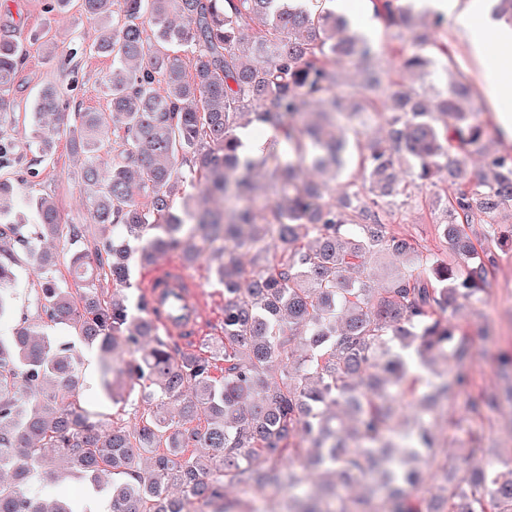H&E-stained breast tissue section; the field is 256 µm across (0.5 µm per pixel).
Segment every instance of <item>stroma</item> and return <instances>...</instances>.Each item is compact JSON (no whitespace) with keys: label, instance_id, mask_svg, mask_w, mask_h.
Returning <instances> with one entry per match:
<instances>
[{"label":"stroma","instance_id":"35a3bbf8","mask_svg":"<svg viewBox=\"0 0 512 512\" xmlns=\"http://www.w3.org/2000/svg\"><path fill=\"white\" fill-rule=\"evenodd\" d=\"M370 26L371 36L383 47L384 60L392 69L393 80L405 88L422 91L421 80L410 79L397 68V54L411 52L414 48L410 33L395 28L384 30L375 19L371 20ZM452 27V20L444 19L441 35L448 42L454 65L475 86L474 102L482 109L480 118L493 132L490 149L495 153H512V142L497 132V109L479 89L478 73L469 62L466 46L454 36ZM3 35L28 40L27 61L19 70L9 95L14 112L29 111L36 95L49 86L62 91L70 110L106 111L102 78L112 60L94 52L93 45L100 35V28L85 15L82 0H72L64 11L55 8L54 0H0V36ZM30 139V124L17 120L0 124V141L11 147L19 161L18 171L30 182L29 187L18 189L16 208H24L29 193L33 192L52 197L63 221L92 223L93 217L79 183L80 163L71 155L66 139L57 141L52 159L40 162L29 150ZM432 193V187L427 184L409 186L408 196L403 205L395 208L389 228L395 233L414 237L420 244L443 255L449 253L450 246L437 234V224L443 215L431 210L429 199ZM493 222L499 243L495 263L489 269L488 291L482 300L469 304L451 317L470 339V391L449 399L437 431L452 464L458 460L461 441L470 434L479 435L486 453L472 459L471 464L484 468L498 456L512 452V404H503L495 413L483 416L476 415L468 407L470 394L482 390L504 391L512 387L511 379L498 374L496 360L491 356L495 350L512 351V209L502 210ZM166 260L181 267L189 279L204 287L210 314L200 332L187 337L184 344L186 351H204L208 343L223 334L224 289L210 276L205 260L187 266L175 253L168 254ZM77 352L82 366L78 391L80 406L106 425L118 418L130 421V414L122 412L120 406L103 395L97 351L81 346Z\"/></svg>","mask_w":512,"mask_h":512}]
</instances>
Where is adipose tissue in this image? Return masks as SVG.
Masks as SVG:
<instances>
[{
    "instance_id": "adipose-tissue-1",
    "label": "adipose tissue",
    "mask_w": 512,
    "mask_h": 512,
    "mask_svg": "<svg viewBox=\"0 0 512 512\" xmlns=\"http://www.w3.org/2000/svg\"><path fill=\"white\" fill-rule=\"evenodd\" d=\"M426 9L447 13L456 17L461 38L470 46L480 67V77L485 92L500 112L498 122L501 134L512 141V60L489 58L490 43L512 45V27L492 26L480 0H469L460 5L459 0H424Z\"/></svg>"
}]
</instances>
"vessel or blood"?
Segmentation results:
<instances>
[{"label":"vessel or blood","mask_w":512,"mask_h":512,"mask_svg":"<svg viewBox=\"0 0 512 512\" xmlns=\"http://www.w3.org/2000/svg\"><path fill=\"white\" fill-rule=\"evenodd\" d=\"M143 288L149 307L163 308L162 323L173 336L198 334L208 318L199 284H187L175 267L161 264L144 276Z\"/></svg>","instance_id":"vessel-or-blood-1"}]
</instances>
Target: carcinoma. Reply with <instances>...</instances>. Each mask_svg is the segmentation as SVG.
I'll return each mask as SVG.
<instances>
[{
    "mask_svg": "<svg viewBox=\"0 0 512 512\" xmlns=\"http://www.w3.org/2000/svg\"><path fill=\"white\" fill-rule=\"evenodd\" d=\"M82 5L108 30L95 43L112 58L108 111L67 114L48 87L24 119L39 157H52L59 133L82 157L99 235L62 222L44 195L29 221L14 208L13 179L0 177V238L16 244L0 250V319L13 309L22 260L39 285L38 322L23 318L0 336V512H77L73 499L44 494L68 476L108 489L112 512H190L195 501L254 512L255 492L300 455L319 480L296 479L288 512H512V458L450 467L430 422L402 418L421 380L411 357L441 380L420 398L430 410L469 384L470 340L447 313L488 285L482 255L495 238L483 233L477 251L470 224L512 206V154L487 153L471 87L448 71L441 17L414 33L439 57H401L418 77L452 74L426 103L395 88L376 42L312 2ZM372 9L386 29L412 16L407 0H372ZM26 57L21 40L0 37V123L12 119L6 94ZM349 65L364 75L358 89L343 82ZM46 114L62 131L45 129ZM381 120L387 137L362 144ZM252 123L276 129L288 149H249L238 130ZM474 155L485 170L468 171ZM307 159L323 183L303 177ZM406 174L441 185L439 228L454 261L389 231L384 214L406 195ZM271 240L282 248L268 260ZM61 241L82 244L70 257L72 287L57 276V255L38 248ZM169 252L187 264L208 254L224 287V341L207 353L182 351L160 335L159 310L122 292L136 267ZM382 253L402 265L372 288L368 259ZM50 325L98 350L107 394L139 412L136 425L77 412L75 343L51 338ZM131 346L142 354L127 360ZM470 408L495 411L498 397L473 396Z\"/></svg>",
    "mask_w": 512,
    "mask_h": 512,
    "instance_id": "cac0c4a2",
    "label": "carcinoma"
}]
</instances>
